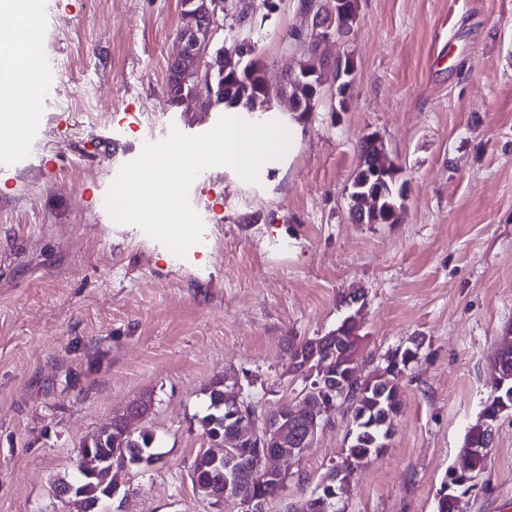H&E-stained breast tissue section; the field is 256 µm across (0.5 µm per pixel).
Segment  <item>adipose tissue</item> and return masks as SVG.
<instances>
[{"label":"adipose tissue","instance_id":"obj_1","mask_svg":"<svg viewBox=\"0 0 512 512\" xmlns=\"http://www.w3.org/2000/svg\"><path fill=\"white\" fill-rule=\"evenodd\" d=\"M0 14L11 23L0 29V153L22 152L28 139L32 114L41 98L30 81L40 71L36 55L38 0H0Z\"/></svg>","mask_w":512,"mask_h":512}]
</instances>
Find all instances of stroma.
I'll list each match as a JSON object with an SVG mask.
<instances>
[{
	"instance_id": "1",
	"label": "stroma",
	"mask_w": 512,
	"mask_h": 512,
	"mask_svg": "<svg viewBox=\"0 0 512 512\" xmlns=\"http://www.w3.org/2000/svg\"><path fill=\"white\" fill-rule=\"evenodd\" d=\"M249 2L246 28L239 0H225L212 47L251 38L276 88L303 58L288 37L305 23L300 0ZM181 11V0H44L37 52L55 92L0 170V512H75L56 481L71 477L83 441L140 400L159 458L127 470L110 512H244L189 478L207 446L205 390L226 376L264 412L299 404L288 339L334 330L356 288L362 371L410 340L422 347L390 444L352 476L345 512H435L490 394L494 345L512 330V0H358L355 32L326 49L354 61L346 106L325 82L293 158L259 184L221 166L194 180L206 245L182 257L105 206L145 137L199 135L223 114L167 100ZM63 59L67 82L54 70ZM88 84L108 103L93 116ZM369 134L403 169L394 224L349 214ZM350 421L344 405L323 414L311 446L283 460L287 488L264 512H304ZM460 510L512 512V410Z\"/></svg>"
}]
</instances>
